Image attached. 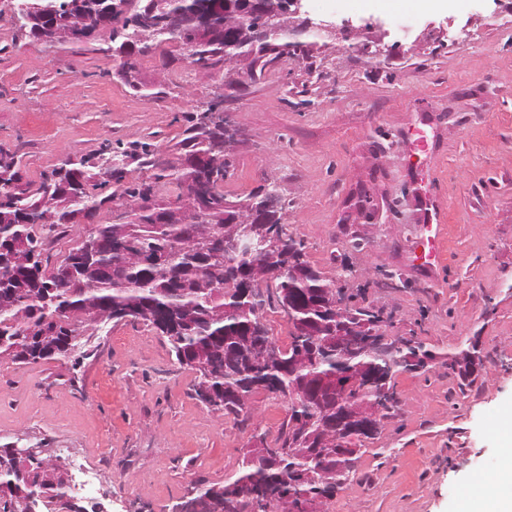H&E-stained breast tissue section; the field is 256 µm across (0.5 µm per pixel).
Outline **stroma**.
Instances as JSON below:
<instances>
[{
    "instance_id": "obj_1",
    "label": "stroma",
    "mask_w": 512,
    "mask_h": 512,
    "mask_svg": "<svg viewBox=\"0 0 512 512\" xmlns=\"http://www.w3.org/2000/svg\"><path fill=\"white\" fill-rule=\"evenodd\" d=\"M12 13L0 0V146L30 184L108 142L170 146L183 113L224 87L154 46L140 80L165 94L140 99L111 53L47 47ZM301 15L334 30L304 35L308 59H282L237 91L242 134L224 192L233 201L275 183L310 264L330 278L348 265L344 288L389 315L385 334L437 354L396 373L395 415L324 510L464 512L512 436V0H328L320 11L304 0ZM432 200L445 241L429 270L412 242ZM356 240L364 251L350 250ZM475 336L483 365L465 387L452 358ZM193 380L166 338L132 321L77 365L0 359V445L80 453L106 512H174L198 484L233 475L254 434L275 447L287 416L261 389L240 418L219 416Z\"/></svg>"
}]
</instances>
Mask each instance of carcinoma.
Here are the masks:
<instances>
[{
  "instance_id": "1",
  "label": "carcinoma",
  "mask_w": 512,
  "mask_h": 512,
  "mask_svg": "<svg viewBox=\"0 0 512 512\" xmlns=\"http://www.w3.org/2000/svg\"><path fill=\"white\" fill-rule=\"evenodd\" d=\"M25 11L29 34L54 45L107 44L104 51L119 60L117 75L141 97L152 100L153 92L130 81L124 71L131 55L143 56L150 49L137 37L139 17L155 11L156 28L149 41L157 46L174 44L186 58L204 61L213 71L221 70L224 59L249 53L235 35L236 25L245 20L240 0H16L14 11ZM210 16L221 28L205 38L198 20ZM306 54V45L289 43L265 49L256 57L266 69L284 56ZM224 111V101H207V108L183 116L182 139L169 147L171 160L157 158L160 147L141 140L107 144L99 151L96 171L84 160L61 164L41 175L35 189L22 184L20 161L0 162V257L10 265L0 267V358L14 363L35 364L50 358L46 349L65 358H88L98 332L111 322L137 320L156 329L167 339L176 362L195 373L196 399L224 416L239 415L242 399L263 389L285 398L303 390L306 399L288 407L286 429L280 437L288 454L254 459L246 452L239 472L221 486H198L195 497L208 498L232 512H256L262 492L277 486L280 495L294 503L318 499L325 503L351 481L356 457L345 460L336 483L327 484L322 475L336 466V459L313 450L319 438L349 436V425L336 431L326 421L336 417L338 394L324 379L359 374L378 380L365 389L364 397L375 399L383 388L394 389L387 370H410L409 359L424 367L432 358L420 343L402 338L383 344L374 356L351 357L324 343L328 316L324 302L344 299L336 281L322 276L304 258L302 243L281 224L285 203L277 186L262 184L239 200L268 224L267 232L278 237L276 256L260 252L233 251L224 240L226 223L237 212L224 207V179L232 163L224 143V127L209 125L204 114ZM146 170L128 178V166ZM205 188L198 221L174 223L166 219L165 200L151 188L168 186L175 198L193 186ZM113 187L109 194L104 189ZM107 203L123 207L112 211V221L95 224L80 236L61 264L51 274L43 270L48 235L80 219L91 220ZM41 210L45 220L36 226L25 222L28 212ZM135 255L110 250L127 239ZM208 236L207 246L196 250L190 240ZM279 271L275 291L267 298L239 304L238 311L224 316L225 286L240 277L249 279L264 270ZM289 305L309 323L312 335L302 344L292 340L285 360L262 362L255 346L244 333L269 335L263 322L265 306ZM347 321L357 325L376 318L368 307L346 306ZM303 351L305 363L290 365L287 359ZM52 466L24 465L0 451V512H25L22 501L39 499L40 512H59L56 500L65 497L64 485L47 480Z\"/></svg>"
}]
</instances>
